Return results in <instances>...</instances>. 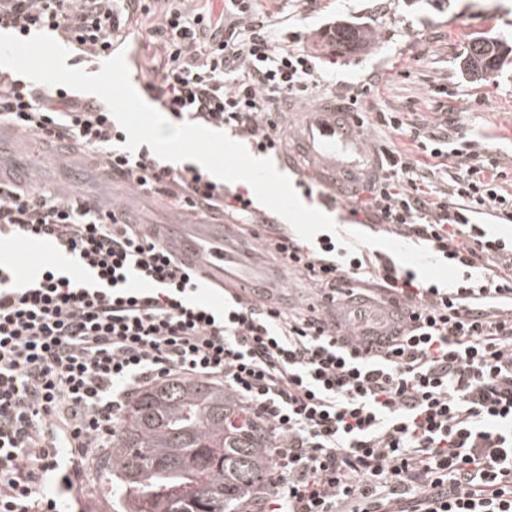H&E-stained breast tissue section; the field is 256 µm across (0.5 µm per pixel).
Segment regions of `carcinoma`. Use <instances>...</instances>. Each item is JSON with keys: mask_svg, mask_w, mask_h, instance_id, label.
Segmentation results:
<instances>
[{"mask_svg": "<svg viewBox=\"0 0 512 512\" xmlns=\"http://www.w3.org/2000/svg\"><path fill=\"white\" fill-rule=\"evenodd\" d=\"M339 43L358 47L360 30L343 26ZM503 62L492 37L471 42L467 73L484 79ZM239 416L224 388L195 380H166L129 405L112 443L103 480L125 512H240L269 468L256 432L234 429Z\"/></svg>", "mask_w": 512, "mask_h": 512, "instance_id": "obj_1", "label": "carcinoma"}]
</instances>
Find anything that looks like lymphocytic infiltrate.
I'll return each instance as SVG.
<instances>
[{
	"mask_svg": "<svg viewBox=\"0 0 512 512\" xmlns=\"http://www.w3.org/2000/svg\"><path fill=\"white\" fill-rule=\"evenodd\" d=\"M54 33L77 63L134 48L161 109L279 154L282 102L310 96L318 57L256 0H0V31ZM158 40L159 60L144 56ZM379 113V112H378ZM384 148L368 218L456 265L446 287L323 234L281 233L278 262L307 273L329 303L353 299L358 332L320 311L232 294L201 296L198 271L161 242L164 227L128 209L0 174V240H44L60 259L32 277L0 262V512H60L92 491L86 464L106 456L131 400L162 380L218 385L261 430L269 469L256 512H512V191L496 159L462 131L408 130ZM0 125L67 143L106 180L180 209L267 223L248 192L193 164L159 159L104 102L0 68ZM429 163L417 160V153ZM454 157L448 170L432 159Z\"/></svg>",
	"mask_w": 512,
	"mask_h": 512,
	"instance_id": "obj_1",
	"label": "lymphocytic infiltrate"
}]
</instances>
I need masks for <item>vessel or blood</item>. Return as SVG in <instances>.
Returning <instances> with one entry per match:
<instances>
[{"instance_id":"1","label":"vessel or blood","mask_w":512,"mask_h":512,"mask_svg":"<svg viewBox=\"0 0 512 512\" xmlns=\"http://www.w3.org/2000/svg\"><path fill=\"white\" fill-rule=\"evenodd\" d=\"M294 122L288 125V139L278 157L280 166L292 168L295 161L308 162L321 183L337 198L352 199L378 177L380 154L358 121L336 101L326 98L307 106L296 105ZM167 241L183 253H199L197 238L184 234L181 225L166 230ZM225 282L237 287H256L257 275L240 277L242 259L218 251L214 254Z\"/></svg>"}]
</instances>
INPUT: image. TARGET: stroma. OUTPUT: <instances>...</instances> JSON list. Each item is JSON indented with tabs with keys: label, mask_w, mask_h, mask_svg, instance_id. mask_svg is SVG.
I'll use <instances>...</instances> for the list:
<instances>
[{
	"label": "stroma",
	"mask_w": 512,
	"mask_h": 512,
	"mask_svg": "<svg viewBox=\"0 0 512 512\" xmlns=\"http://www.w3.org/2000/svg\"><path fill=\"white\" fill-rule=\"evenodd\" d=\"M261 6L285 17L305 47L322 56L319 96L376 84L380 108L402 112L413 127L462 129L478 150L498 160L506 183H512V64L480 81L461 69L474 36L487 34L512 47V0H261ZM332 21L361 27L368 36L364 47L329 58L323 31ZM44 154L34 167L43 183L73 181L90 195H113L148 223L184 221L182 211L164 198L101 181L80 161L53 163L52 149ZM56 258L45 242L0 243V259L24 271Z\"/></svg>",
	"instance_id": "stroma-1"
}]
</instances>
